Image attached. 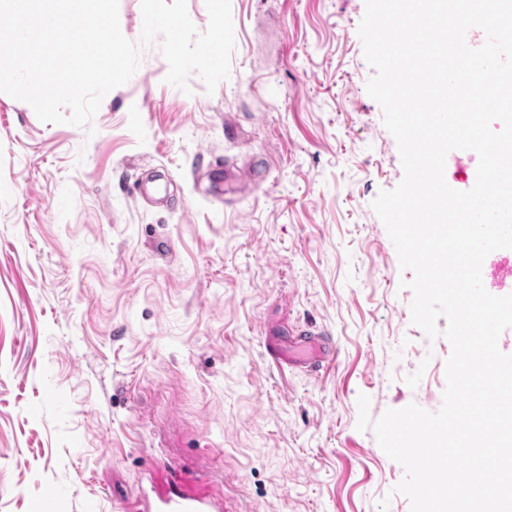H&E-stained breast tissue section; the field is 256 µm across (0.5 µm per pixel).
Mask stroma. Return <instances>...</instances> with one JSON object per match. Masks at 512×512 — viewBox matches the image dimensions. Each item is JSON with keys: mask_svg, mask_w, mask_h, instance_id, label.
I'll return each instance as SVG.
<instances>
[{"mask_svg": "<svg viewBox=\"0 0 512 512\" xmlns=\"http://www.w3.org/2000/svg\"><path fill=\"white\" fill-rule=\"evenodd\" d=\"M364 10L119 0L140 66L91 128L0 93V512L201 484L223 512H411L358 397L438 411L451 346L371 207L403 168ZM272 328L337 357L278 368Z\"/></svg>", "mask_w": 512, "mask_h": 512, "instance_id": "35a3bbf8", "label": "stroma"}]
</instances>
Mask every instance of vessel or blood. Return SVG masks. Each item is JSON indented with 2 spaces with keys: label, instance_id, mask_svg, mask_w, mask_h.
<instances>
[{
  "label": "vessel or blood",
  "instance_id": "b4317fda",
  "mask_svg": "<svg viewBox=\"0 0 512 512\" xmlns=\"http://www.w3.org/2000/svg\"><path fill=\"white\" fill-rule=\"evenodd\" d=\"M265 351L271 361L281 368L308 370L328 363L334 356L333 344L320 334L301 331L286 337L269 336ZM215 504L209 493L175 494L160 503L147 506L146 512H213Z\"/></svg>",
  "mask_w": 512,
  "mask_h": 512
}]
</instances>
